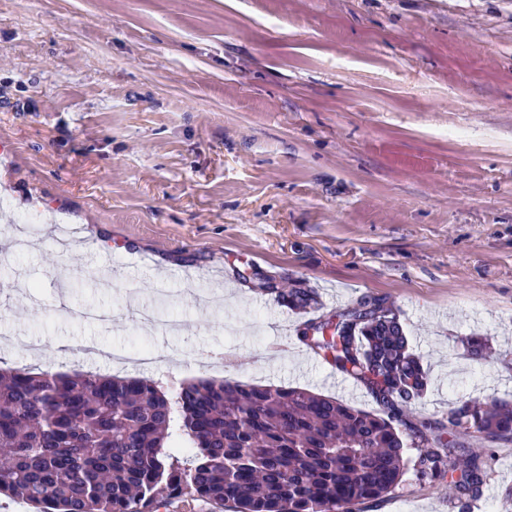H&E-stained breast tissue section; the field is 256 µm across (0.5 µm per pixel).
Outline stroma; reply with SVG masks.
<instances>
[{"label":"stroma","instance_id":"stroma-1","mask_svg":"<svg viewBox=\"0 0 512 512\" xmlns=\"http://www.w3.org/2000/svg\"><path fill=\"white\" fill-rule=\"evenodd\" d=\"M1 226L36 242L0 268V332L43 346H0L2 368L148 344L167 387L377 410L254 269L324 315L392 307L432 378L407 420L512 400V0H0ZM134 299L183 330H146ZM496 452L472 512H512V444ZM360 512L458 510L408 474ZM259 288H254L261 293L274 295L277 300H282L290 310L315 309L319 305L317 297L308 289L301 286L294 288H278L274 279L270 277H258Z\"/></svg>","mask_w":512,"mask_h":512}]
</instances>
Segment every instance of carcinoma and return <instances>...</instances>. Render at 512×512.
Wrapping results in <instances>:
<instances>
[{
	"label": "carcinoma",
	"instance_id": "cac0c4a2",
	"mask_svg": "<svg viewBox=\"0 0 512 512\" xmlns=\"http://www.w3.org/2000/svg\"><path fill=\"white\" fill-rule=\"evenodd\" d=\"M258 291L290 310L318 306L309 289L270 277ZM305 335L381 410L230 378L169 393L145 377L0 371V498L20 497L31 512H160L174 499L231 512H355L410 470L458 503L480 493L493 449L452 455L465 437L512 436L511 403L453 402L448 423L421 420L407 439L404 407L423 398L429 377L398 315L364 299ZM486 344L467 338L469 357L482 363Z\"/></svg>",
	"mask_w": 512,
	"mask_h": 512
}]
</instances>
